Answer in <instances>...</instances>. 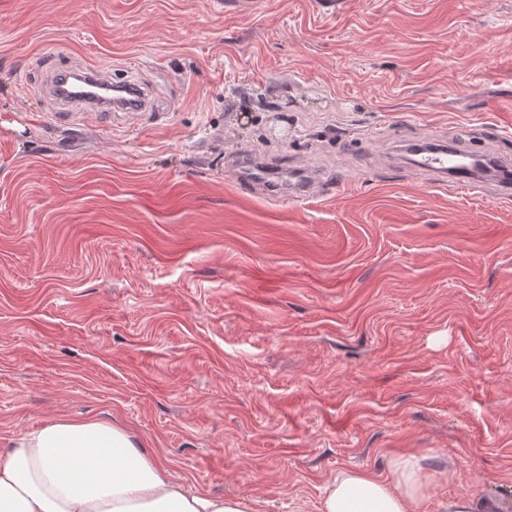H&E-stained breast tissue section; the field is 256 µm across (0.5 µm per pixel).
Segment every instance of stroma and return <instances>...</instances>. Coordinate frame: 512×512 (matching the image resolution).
<instances>
[{
  "instance_id": "stroma-1",
  "label": "stroma",
  "mask_w": 512,
  "mask_h": 512,
  "mask_svg": "<svg viewBox=\"0 0 512 512\" xmlns=\"http://www.w3.org/2000/svg\"><path fill=\"white\" fill-rule=\"evenodd\" d=\"M50 56L156 106L59 121ZM427 134L512 159V0H0V448L109 417L257 512L406 452L425 512L512 499V203ZM415 166L417 170L433 176L435 186L448 193L476 195L486 190V183L482 178L465 172H451L448 168V155L442 149L417 159ZM340 187V184L337 180L329 176H320L317 181H311L308 185L303 186L298 195H295L296 198H322L327 197L335 193Z\"/></svg>"
}]
</instances>
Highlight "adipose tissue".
Masks as SVG:
<instances>
[{
    "label": "adipose tissue",
    "mask_w": 512,
    "mask_h": 512,
    "mask_svg": "<svg viewBox=\"0 0 512 512\" xmlns=\"http://www.w3.org/2000/svg\"><path fill=\"white\" fill-rule=\"evenodd\" d=\"M424 461L399 455L383 475L337 470L319 512H424ZM0 512H253V505L188 492L112 420L60 417L0 452Z\"/></svg>",
    "instance_id": "adipose-tissue-1"
}]
</instances>
